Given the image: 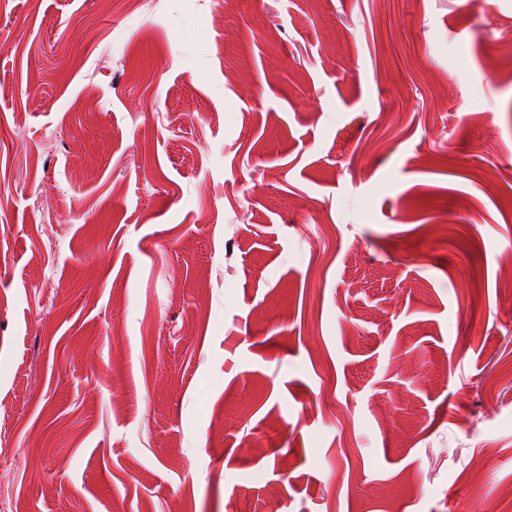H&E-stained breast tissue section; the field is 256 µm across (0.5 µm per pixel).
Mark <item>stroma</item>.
<instances>
[{"mask_svg":"<svg viewBox=\"0 0 512 512\" xmlns=\"http://www.w3.org/2000/svg\"><path fill=\"white\" fill-rule=\"evenodd\" d=\"M0 0V512H512V0Z\"/></svg>","mask_w":512,"mask_h":512,"instance_id":"stroma-1","label":"stroma"}]
</instances>
